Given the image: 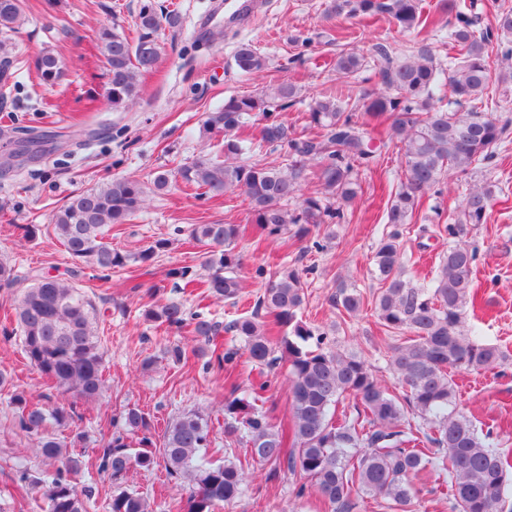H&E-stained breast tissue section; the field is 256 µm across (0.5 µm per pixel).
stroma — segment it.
<instances>
[{
  "label": "stroma",
  "mask_w": 512,
  "mask_h": 512,
  "mask_svg": "<svg viewBox=\"0 0 512 512\" xmlns=\"http://www.w3.org/2000/svg\"><path fill=\"white\" fill-rule=\"evenodd\" d=\"M144 2L25 0V21L11 36V78L7 87L0 88V154L15 148L22 130L45 137L38 159L0 169V259L21 274L73 281L98 307L107 389L96 402L78 405L82 415L78 429L84 440L76 452L82 467L71 476L78 489H94L87 512H107L113 485L99 470L101 440L110 436L113 418L124 409L133 407L145 414L156 442L173 419L198 412L210 425L213 447L224 445V400L231 392L224 370L210 366L207 349L172 361L169 347L193 346L195 338L189 330L169 331L147 320V307L178 302L187 312L224 324L251 312L263 290L255 273L258 266L275 269L295 264L306 281L304 320L358 352L388 387H395L387 366L394 338L375 323L377 284L367 270L386 230L384 214L401 177V158L398 152H383L377 168L363 175L361 200L333 225L334 237L321 251L300 242L290 247L257 243L248 229L246 206L237 195L210 199L177 184L149 193L133 222L113 228V248L130 259L103 281L65 252L49 224L52 212L71 195L114 178L147 181L156 171L215 157V138L202 137L200 128L206 114L232 95L294 84L296 101L280 117L298 134L314 136L304 114L316 97L342 89L327 65L341 48L365 56L379 44L398 55L426 45L438 59L448 54V19L436 12L437 0H422L430 24L418 34L400 32L384 16L328 18V0H264L261 11L248 21L232 23L221 15L204 29L200 20L213 0H153L175 12L178 23L158 31L159 64L143 77L140 97L116 110L107 99L105 68L93 39L103 23L129 33ZM242 41L252 43L265 57L267 67L261 75H244L236 69L233 55ZM46 48L66 65L65 77L53 86L41 83L34 67ZM195 224L243 226L238 240L242 290L237 302L198 301L169 278V269L181 265L195 266L202 275L207 272L205 247L188 241ZM159 238L168 239V250L154 261H137V254ZM472 241L478 249L475 286L484 339L499 346L509 359L492 371L455 374L457 403L478 430L492 431L495 443L512 448V204L495 205ZM341 274L351 275L364 295V308L353 318L342 317L329 301ZM0 371L8 377L7 386L0 387V512H43L41 488L14 490L21 470L41 479L46 468L32 450L31 437L17 427L9 401L21 392L31 404L41 403L48 387L25 358L19 338H0ZM234 373L243 388L263 376H274L277 383L260 408L273 423L288 421L287 364L258 367L242 355ZM233 455L249 475V490L231 512H325L316 498L295 499L300 473L284 470L270 481L268 464L252 459L245 445H236ZM124 485L147 498L154 512H164L166 503L187 487L184 481L168 479L160 466L148 472L130 471Z\"/></svg>",
  "instance_id": "35a3bbf8"
}]
</instances>
